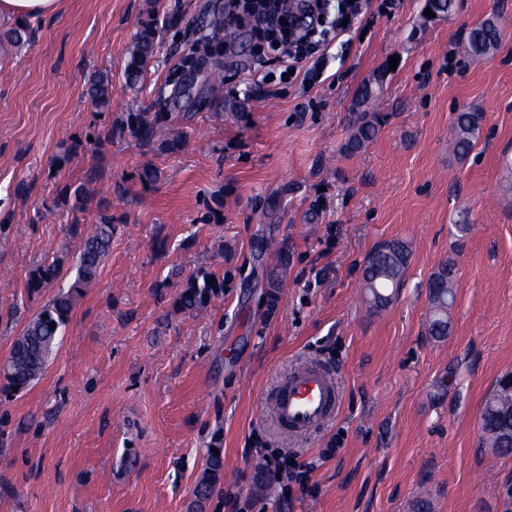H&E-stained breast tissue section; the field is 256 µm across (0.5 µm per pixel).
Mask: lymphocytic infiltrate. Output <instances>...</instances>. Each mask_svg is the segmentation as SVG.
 I'll list each match as a JSON object with an SVG mask.
<instances>
[{
	"instance_id": "1",
	"label": "lymphocytic infiltrate",
	"mask_w": 512,
	"mask_h": 512,
	"mask_svg": "<svg viewBox=\"0 0 512 512\" xmlns=\"http://www.w3.org/2000/svg\"><path fill=\"white\" fill-rule=\"evenodd\" d=\"M299 2L307 16L303 24L296 23L288 0H279L275 7L225 11L226 30L245 28L256 40L254 62L245 77L247 84L262 88L277 76L312 90L324 80L333 42L354 32L371 4V0Z\"/></svg>"
}]
</instances>
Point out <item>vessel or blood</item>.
Listing matches in <instances>:
<instances>
[{
    "label": "vessel or blood",
    "mask_w": 512,
    "mask_h": 512,
    "mask_svg": "<svg viewBox=\"0 0 512 512\" xmlns=\"http://www.w3.org/2000/svg\"><path fill=\"white\" fill-rule=\"evenodd\" d=\"M342 396L336 382L321 370L294 372L272 399L274 418L288 431L306 434L333 418Z\"/></svg>",
    "instance_id": "obj_1"
}]
</instances>
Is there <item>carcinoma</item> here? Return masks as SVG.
<instances>
[{"instance_id":"obj_1","label":"carcinoma","mask_w":512,"mask_h":512,"mask_svg":"<svg viewBox=\"0 0 512 512\" xmlns=\"http://www.w3.org/2000/svg\"><path fill=\"white\" fill-rule=\"evenodd\" d=\"M31 30L27 23L17 24L6 33L7 42L21 45L30 39ZM224 7L215 2L201 13L195 36L180 45L177 67L193 65L208 67L207 82L210 88L209 107L218 111L224 107L221 89L224 72L219 65L224 55ZM500 30L497 18L488 17L471 28L462 42L464 56L479 59L493 52L499 44ZM160 48L159 29L153 14H147L137 26L128 52L125 77L129 85L137 86L145 69ZM112 77L106 72L92 75L88 94L104 111L112 106ZM171 113L128 112L116 129L109 130L107 137L119 131L128 133L145 144L160 141V147L167 151L181 146V136L170 129ZM483 121V113L471 110L456 116L451 139L452 152L458 156L467 155L475 146ZM354 131L347 149L355 150L370 142L377 133V118L368 112H354L351 115ZM61 203L77 212L84 210L88 192L84 185H64L58 193ZM114 226L112 215L104 209L100 212L94 229L86 234L79 229V222L72 224V233L82 238L76 274L65 291H60L26 323L15 339L8 358L0 366V395L6 397L23 392L37 381L47 367V361L54 350L63 327L70 320L74 303L83 289L90 287L100 273L101 265L112 247ZM409 250L403 241H393L374 248L366 257L362 285L369 302L376 308L388 305L393 291L400 287L408 262ZM60 276V264L42 262L29 271L26 288L35 294L49 287ZM454 265L441 264L429 281V295L432 302V316L428 333L432 336L448 334L449 299L454 295ZM224 296V278L206 270H200L182 286L175 299V306L188 313L206 309L212 301ZM56 327H50V323ZM512 411V392L501 393L488 398L481 413L482 443L502 451L512 448V430L506 428L501 417ZM207 464L196 483L191 512H204L216 486L224 477V460L221 455V438L214 436L208 445ZM220 454H215V451Z\"/></svg>"}]
</instances>
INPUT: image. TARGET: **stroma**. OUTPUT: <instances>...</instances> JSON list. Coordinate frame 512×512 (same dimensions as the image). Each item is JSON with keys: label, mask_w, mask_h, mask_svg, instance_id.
<instances>
[{"label": "stroma", "mask_w": 512, "mask_h": 512, "mask_svg": "<svg viewBox=\"0 0 512 512\" xmlns=\"http://www.w3.org/2000/svg\"><path fill=\"white\" fill-rule=\"evenodd\" d=\"M207 2L63 0L56 18L32 21L30 42L0 43V362L71 283L81 244L71 223L91 229L105 199L115 227L43 376L0 396V512H189L215 434L224 478L205 512H414L422 496L430 512H512V453L480 445L483 404L512 372V0H455L426 26L424 0H399L364 39L336 41L326 80L306 94L246 85L254 45L240 30L223 58L224 109L206 107L197 78L174 110L179 150L126 134L83 140L89 124L153 111ZM149 12L179 23L132 88L127 52ZM492 14L497 49L467 59L464 34ZM99 70L112 77L102 114L86 93ZM379 76L368 105L379 131L348 152L357 91ZM473 108L481 134L460 158L448 137ZM148 164L161 172L152 185L138 179ZM83 182L77 214L58 192ZM394 239L408 265L391 303L374 308L364 259ZM56 259L54 286L28 293L29 271ZM447 261L455 300L438 338L428 284ZM202 268L223 277V298L178 310ZM305 365L334 376L342 403L295 437L270 400ZM268 454L294 460L301 485L282 494Z\"/></svg>", "instance_id": "obj_1"}]
</instances>
